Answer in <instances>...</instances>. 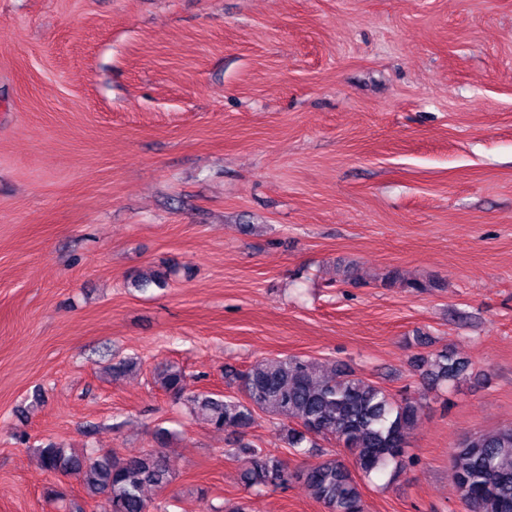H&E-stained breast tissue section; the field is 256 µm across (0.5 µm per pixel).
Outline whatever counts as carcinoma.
<instances>
[{
	"instance_id": "cac0c4a2",
	"label": "carcinoma",
	"mask_w": 512,
	"mask_h": 512,
	"mask_svg": "<svg viewBox=\"0 0 512 512\" xmlns=\"http://www.w3.org/2000/svg\"><path fill=\"white\" fill-rule=\"evenodd\" d=\"M381 282L386 288L398 285L416 292L438 287L406 279L397 270L385 273ZM418 368L425 383L437 386L457 383L468 365L448 349L419 359ZM185 378L179 366L155 367L157 384L174 400L184 401L193 418L216 430L236 431L246 488H284L301 479L326 512H365L361 486L351 471L334 454L301 471L290 470L279 457L244 441L258 416L280 421L290 448H316L317 439H334L364 476L388 472L396 478L404 471L407 439L423 409L410 397L395 398L370 381L306 356L258 360L241 373L225 371L224 378L240 387V397L220 391L187 395ZM173 437L160 428L157 447L128 457L94 448L79 452L55 442L38 448L37 456L46 471L78 477L87 496L104 501L107 512H149L147 492L172 481L163 449ZM451 465L467 512H512V427L466 438Z\"/></svg>"
}]
</instances>
